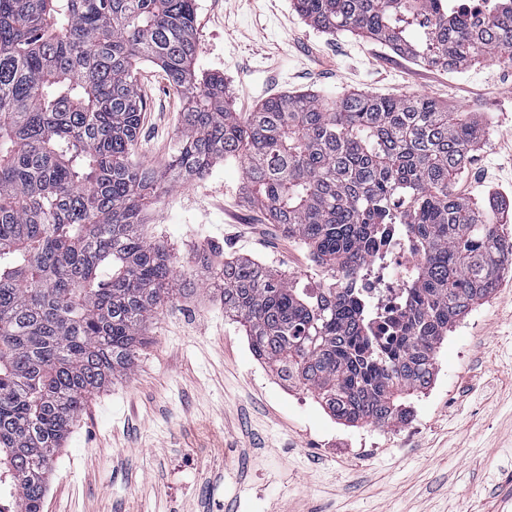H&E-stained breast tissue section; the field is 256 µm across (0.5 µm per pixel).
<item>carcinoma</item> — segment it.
<instances>
[{"label":"carcinoma","mask_w":512,"mask_h":512,"mask_svg":"<svg viewBox=\"0 0 512 512\" xmlns=\"http://www.w3.org/2000/svg\"><path fill=\"white\" fill-rule=\"evenodd\" d=\"M437 0H294L308 25L347 31L444 70L512 60V0L481 24ZM195 0H0V512H41L48 463L91 394L129 373L158 309L187 289L141 235L144 211L219 160L249 201L300 241L317 288L224 259V315L254 356L351 426L404 421L439 345L512 271V239L453 185L478 142L475 112L428 97L284 94L244 115L224 75L196 69ZM180 95L177 149L134 160L139 64ZM419 263L404 303L373 319L354 280L395 226Z\"/></svg>","instance_id":"1"}]
</instances>
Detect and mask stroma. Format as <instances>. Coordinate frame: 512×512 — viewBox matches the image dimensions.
<instances>
[{
	"instance_id": "stroma-1",
	"label": "stroma",
	"mask_w": 512,
	"mask_h": 512,
	"mask_svg": "<svg viewBox=\"0 0 512 512\" xmlns=\"http://www.w3.org/2000/svg\"><path fill=\"white\" fill-rule=\"evenodd\" d=\"M197 67L240 112L266 98L347 90L426 95L479 113L485 136L458 194L512 203V61L444 71L310 27L292 0H196ZM137 159L177 148L178 100L156 73ZM240 162L217 163L147 211L188 293L162 307L132 371L93 393L54 459L43 512H512V274L451 329L407 420L349 426L259 362L224 316L200 253L321 280L304 245L251 206Z\"/></svg>"
}]
</instances>
